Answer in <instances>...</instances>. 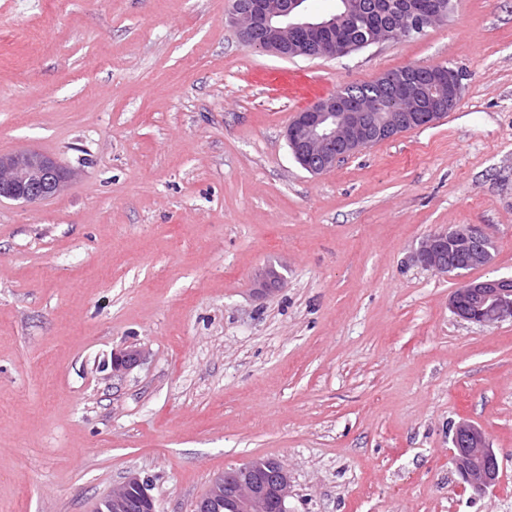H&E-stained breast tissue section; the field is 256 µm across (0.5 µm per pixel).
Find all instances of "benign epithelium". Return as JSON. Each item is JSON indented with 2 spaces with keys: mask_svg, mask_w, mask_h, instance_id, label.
<instances>
[{
  "mask_svg": "<svg viewBox=\"0 0 512 512\" xmlns=\"http://www.w3.org/2000/svg\"><path fill=\"white\" fill-rule=\"evenodd\" d=\"M369 12L381 18L375 36L363 41L347 36L339 42L329 37L336 30L347 31L357 17ZM398 20L408 23V35L422 31L423 17L413 0H342L340 11L320 16L309 14L304 0H233L228 23L241 40L263 51L287 59H312L336 58L390 40ZM414 71L410 67L404 73L378 78L389 92L383 111L340 93L295 113L285 137L297 163L319 174L374 144L438 123L461 98L462 74L452 66L433 65L425 67L426 78L420 81ZM71 176L53 157L37 151L0 155V200L33 203L58 196ZM494 250L484 226L457 224L424 238L414 261L439 274L461 275L492 265ZM283 280L275 266H265L253 277L255 292L268 294ZM449 306L457 317L471 323L512 321V276L466 280L450 297ZM142 358L143 351L137 347L120 351L112 358V373L119 376ZM452 445L455 469L475 493L497 486V454L482 429L459 421L453 428ZM291 497L292 478L284 464L274 458H257L216 477L195 503L194 512H211L218 502L230 512H291ZM104 502L106 512H156L150 484L136 474L129 475Z\"/></svg>",
  "mask_w": 512,
  "mask_h": 512,
  "instance_id": "7a95c632",
  "label": "benign epithelium"
}]
</instances>
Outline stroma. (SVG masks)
<instances>
[{
  "mask_svg": "<svg viewBox=\"0 0 512 512\" xmlns=\"http://www.w3.org/2000/svg\"><path fill=\"white\" fill-rule=\"evenodd\" d=\"M232 0H0V155L74 176L0 201V512H91L128 474L192 512L225 470L291 472L293 512H512V322L457 318L413 259L481 224L512 276V0L331 59L241 41ZM462 71L439 123L312 174L292 116L406 66ZM278 291L254 295L261 266ZM142 363L113 376L114 352ZM468 418L500 480L451 461Z\"/></svg>",
  "mask_w": 512,
  "mask_h": 512,
  "instance_id": "stroma-1",
  "label": "stroma"
}]
</instances>
